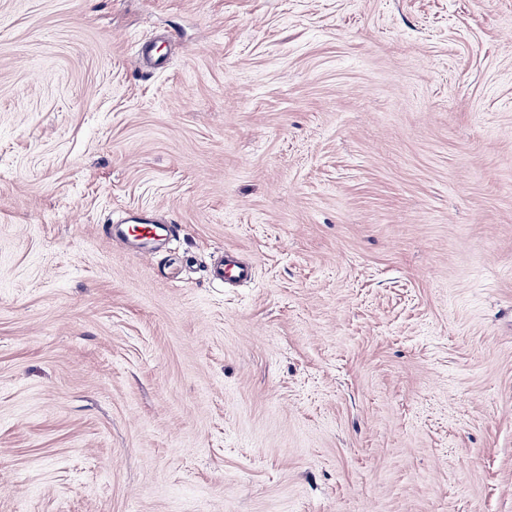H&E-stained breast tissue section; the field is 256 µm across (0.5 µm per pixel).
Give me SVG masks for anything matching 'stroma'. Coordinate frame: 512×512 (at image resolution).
Segmentation results:
<instances>
[{
    "label": "stroma",
    "mask_w": 512,
    "mask_h": 512,
    "mask_svg": "<svg viewBox=\"0 0 512 512\" xmlns=\"http://www.w3.org/2000/svg\"><path fill=\"white\" fill-rule=\"evenodd\" d=\"M0 512H512V0H0ZM123 222V221H122ZM112 225V235L123 236L133 242L134 248L140 253H146L149 246L155 243L168 227L163 224H150L138 221H127ZM254 266L239 261L234 253L224 254V261L211 271L213 280L228 283H247L254 277Z\"/></svg>",
    "instance_id": "obj_1"
}]
</instances>
